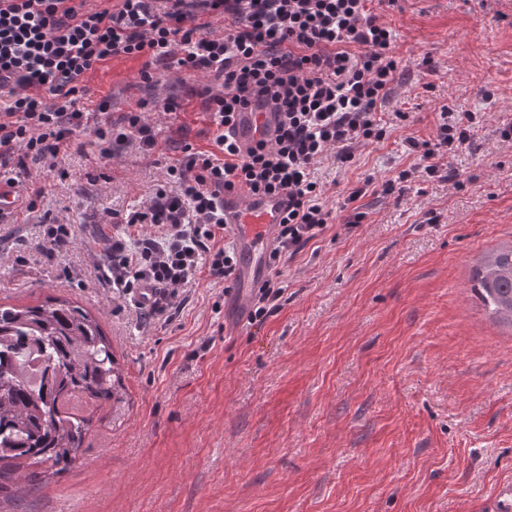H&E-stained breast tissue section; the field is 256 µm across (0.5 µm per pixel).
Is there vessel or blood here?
<instances>
[{"mask_svg":"<svg viewBox=\"0 0 512 512\" xmlns=\"http://www.w3.org/2000/svg\"><path fill=\"white\" fill-rule=\"evenodd\" d=\"M276 127L277 116L270 110L243 112L236 119V138L243 146L261 138L271 140L276 135ZM287 205L288 199L284 196L228 195L224 198V220L231 226L240 259L238 306L247 305L250 289L258 287L267 273V254L275 243Z\"/></svg>","mask_w":512,"mask_h":512,"instance_id":"vessel-or-blood-1","label":"vessel or blood"}]
</instances>
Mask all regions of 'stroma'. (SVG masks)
<instances>
[{"label":"stroma","mask_w":512,"mask_h":512,"mask_svg":"<svg viewBox=\"0 0 512 512\" xmlns=\"http://www.w3.org/2000/svg\"><path fill=\"white\" fill-rule=\"evenodd\" d=\"M404 63L380 117L386 137L353 162L318 165L336 213L293 257L282 295L259 322L227 282L201 276L165 311L142 318L129 295L99 287L95 259L123 236L126 212L171 185L184 141L213 145L201 90L211 81L144 58H115L82 78L86 112L148 98L158 146L100 156L92 129L65 146L63 172L29 171L36 213L0 217V303L68 300L112 340L129 409L94 423L76 468L0 512H481L512 480V326L470 291L482 256L512 244V0H370ZM157 78L153 87L142 70ZM472 112L446 159L453 182L420 174L403 194L385 183L417 161L406 140L435 143L439 115ZM365 218L347 227L357 187ZM71 224L69 247L45 257L38 217Z\"/></svg>","instance_id":"stroma-1"}]
</instances>
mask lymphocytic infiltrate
<instances>
[{
	"label": "lymphocytic infiltrate",
	"instance_id": "obj_1",
	"mask_svg": "<svg viewBox=\"0 0 512 512\" xmlns=\"http://www.w3.org/2000/svg\"><path fill=\"white\" fill-rule=\"evenodd\" d=\"M368 0H0V181L19 205L35 212L39 191L21 179L27 161L55 169L61 148L88 119L78 107L82 77L118 57H146L202 72L221 86L206 97L215 128L214 148L184 143L168 168L174 189H158L149 202L122 216L125 237L113 239L97 261L104 287L133 292L151 283L161 302L205 273L227 279L236 257L223 246L229 231L224 197L281 194L288 209L270 257L298 253L333 220L313 177L327 156L347 163L356 148L381 141L377 116L400 75L396 35L370 13ZM224 20V32H207L200 16ZM261 107L277 112L274 141L237 145V113ZM472 113L440 115L438 142L419 148L428 176L454 172L442 151L469 137ZM94 130L102 155L129 143L152 153L156 132L142 113L113 118L103 103ZM153 233H142L143 225Z\"/></svg>",
	"mask_w": 512,
	"mask_h": 512
}]
</instances>
